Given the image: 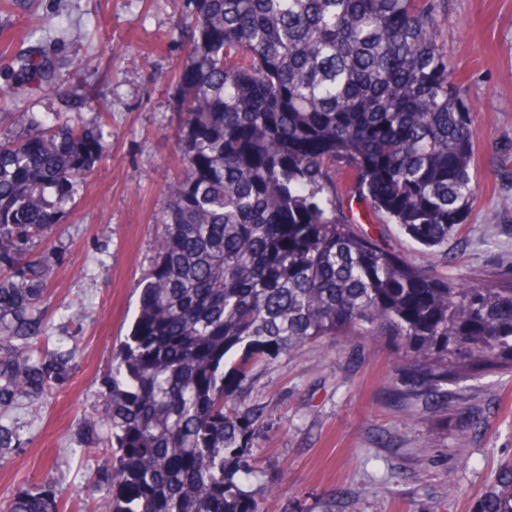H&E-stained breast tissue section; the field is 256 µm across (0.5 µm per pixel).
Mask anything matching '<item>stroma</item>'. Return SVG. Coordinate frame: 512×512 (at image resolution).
<instances>
[{
  "mask_svg": "<svg viewBox=\"0 0 512 512\" xmlns=\"http://www.w3.org/2000/svg\"><path fill=\"white\" fill-rule=\"evenodd\" d=\"M437 37L475 131L478 188L462 228L428 250L369 211L355 223L413 264L462 281L512 275V0H444ZM190 0H11L0 8V54L42 46L57 92L29 86L0 99V139L15 112L42 123L80 115L103 152L38 250L51 252L46 322L76 347L77 368L40 409L10 411L24 440L0 464V502L54 477L64 512H91L100 460L83 422L105 391L112 352L128 333L151 264L170 181L183 174L181 115L169 76L189 60ZM100 102L81 110L85 95ZM398 354L382 340L314 342L259 366L250 398L272 424L249 453L263 473V512H479L512 461V373L436 398L394 392Z\"/></svg>",
  "mask_w": 512,
  "mask_h": 512,
  "instance_id": "1",
  "label": "stroma"
}]
</instances>
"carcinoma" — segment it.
<instances>
[{
	"label": "carcinoma",
	"instance_id": "obj_1",
	"mask_svg": "<svg viewBox=\"0 0 512 512\" xmlns=\"http://www.w3.org/2000/svg\"><path fill=\"white\" fill-rule=\"evenodd\" d=\"M191 60L175 75L186 174L167 187L131 331L97 416L108 447L94 512H261L241 480L269 428L241 400L259 364L339 336L385 340L409 399L512 369V277L458 284L408 263L343 216L367 203L433 248L476 193L471 112L437 40L438 0H191ZM33 48L19 83L51 84ZM0 139V410L39 407L74 370L40 307L60 222L101 135L15 116ZM22 448L0 421V462ZM47 477L0 512H61ZM479 512H512V464Z\"/></svg>",
	"mask_w": 512,
	"mask_h": 512
}]
</instances>
